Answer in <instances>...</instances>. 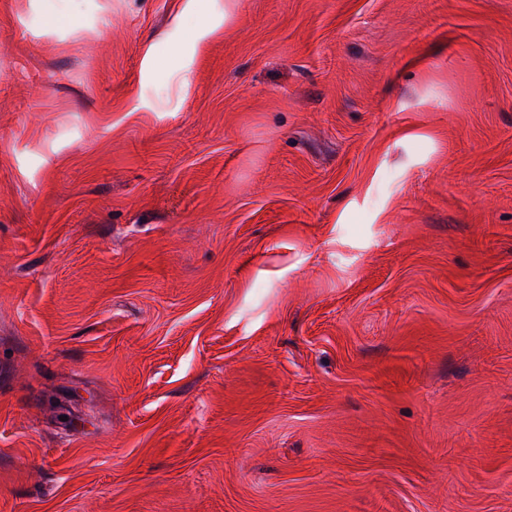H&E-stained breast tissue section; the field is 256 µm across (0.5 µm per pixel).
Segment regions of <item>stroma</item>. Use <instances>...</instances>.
<instances>
[{
  "mask_svg": "<svg viewBox=\"0 0 512 512\" xmlns=\"http://www.w3.org/2000/svg\"><path fill=\"white\" fill-rule=\"evenodd\" d=\"M0 0V512H512V0ZM236 0H184L183 14L194 17L195 25L187 35L180 24L160 34L149 44L143 56L140 70L141 93L148 87L156 91L152 106L158 111L166 108L168 89L173 83L176 90L188 86V77L196 48L204 43L234 13ZM165 43L166 53L156 52L158 44ZM156 75L163 79L157 85Z\"/></svg>",
  "mask_w": 512,
  "mask_h": 512,
  "instance_id": "stroma-1",
  "label": "stroma"
}]
</instances>
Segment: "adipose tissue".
I'll return each instance as SVG.
<instances>
[{"mask_svg": "<svg viewBox=\"0 0 512 512\" xmlns=\"http://www.w3.org/2000/svg\"><path fill=\"white\" fill-rule=\"evenodd\" d=\"M236 0H184L183 12L194 17L191 31L181 26L159 35V42L165 43V54H157L155 46H148L140 70L141 88H155L152 105L164 110L168 100V87L184 90L197 47L204 43L233 14Z\"/></svg>", "mask_w": 512, "mask_h": 512, "instance_id": "adipose-tissue-1", "label": "adipose tissue"}]
</instances>
